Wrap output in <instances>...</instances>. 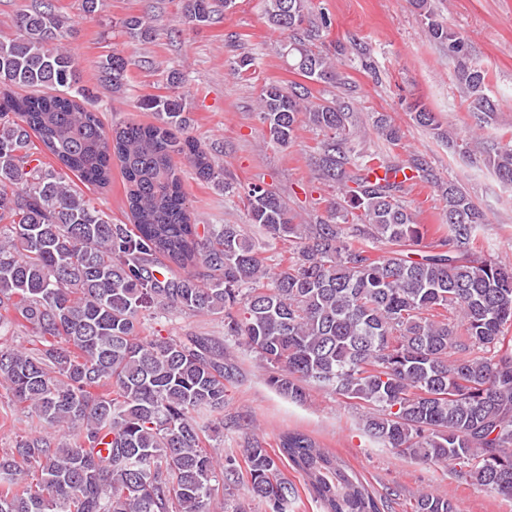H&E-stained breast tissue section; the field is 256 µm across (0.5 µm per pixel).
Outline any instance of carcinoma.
<instances>
[{"label":"carcinoma","mask_w":512,"mask_h":512,"mask_svg":"<svg viewBox=\"0 0 512 512\" xmlns=\"http://www.w3.org/2000/svg\"><path fill=\"white\" fill-rule=\"evenodd\" d=\"M427 36L457 59L456 79L479 123L497 124L488 71L469 63L468 40L438 20L431 0H411ZM187 23L213 22L216 0H186ZM310 0H265L268 24L289 34L291 70L313 82L336 77L334 60L303 35ZM19 36L0 41V386L40 431L0 452V512H213L216 497L246 474V498L224 512H288L304 477L325 512H385L343 459L299 430L272 453L253 437L245 466L210 455L202 438L224 431L226 384L240 376L230 344L266 365L280 395L304 402L312 389L363 403L367 433L396 454L459 467L489 492L512 496V264L474 241L486 214L466 187L438 182L442 224L426 225L402 200L404 185L373 178L397 165L378 154L350 157L351 138L391 145L401 130L384 113L371 127L332 102L316 104L297 82L265 86L258 120L281 147L305 121L322 135L319 179L338 200L320 224H299L286 202L260 185L245 190L249 224L191 223L183 188L196 177L223 182L212 149L189 133L179 82L139 101L148 125L109 130L73 93L78 57L68 26L48 0L20 9ZM137 37L146 17L123 22ZM130 59L117 49L97 66L101 87L120 93ZM30 90L23 96L11 88ZM412 121L452 145L437 113L416 103ZM37 138L43 156L30 153ZM512 184V139L479 150ZM128 185L132 224H114L75 189L105 188L112 159ZM264 230L255 243L248 226ZM288 245L272 266L262 249ZM180 273L159 280L152 266ZM161 311L224 315V342L209 336L144 334ZM23 330L29 346L8 338ZM413 512H457L420 493Z\"/></svg>","instance_id":"1"}]
</instances>
